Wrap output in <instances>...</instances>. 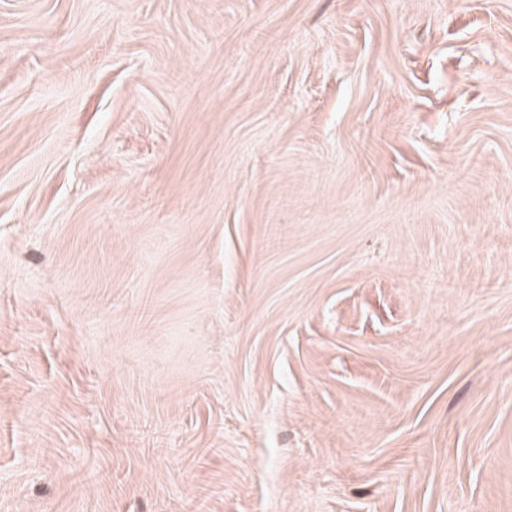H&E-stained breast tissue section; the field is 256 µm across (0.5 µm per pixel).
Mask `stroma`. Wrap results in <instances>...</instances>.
<instances>
[{
	"label": "stroma",
	"instance_id": "35a3bbf8",
	"mask_svg": "<svg viewBox=\"0 0 512 512\" xmlns=\"http://www.w3.org/2000/svg\"><path fill=\"white\" fill-rule=\"evenodd\" d=\"M0 512H512V0H0Z\"/></svg>",
	"mask_w": 512,
	"mask_h": 512
}]
</instances>
